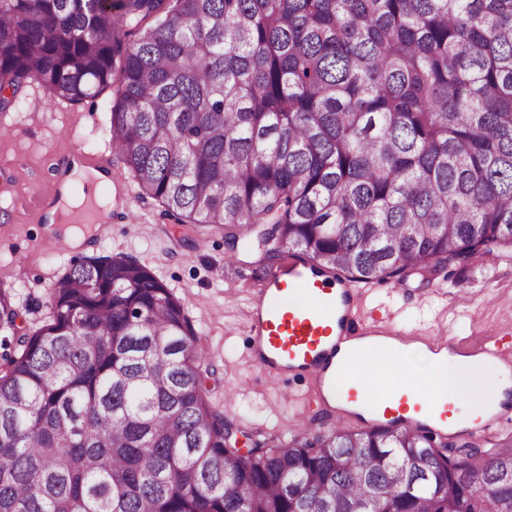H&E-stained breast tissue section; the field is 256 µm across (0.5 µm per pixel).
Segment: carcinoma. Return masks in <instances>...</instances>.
Here are the masks:
<instances>
[{
    "mask_svg": "<svg viewBox=\"0 0 512 512\" xmlns=\"http://www.w3.org/2000/svg\"><path fill=\"white\" fill-rule=\"evenodd\" d=\"M33 81L114 88L140 195L232 252L372 285L512 245V0H0V112ZM16 318L0 282V512H512V435L231 446L183 304L127 256Z\"/></svg>",
    "mask_w": 512,
    "mask_h": 512,
    "instance_id": "carcinoma-1",
    "label": "carcinoma"
}]
</instances>
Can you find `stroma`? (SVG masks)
<instances>
[{
    "label": "stroma",
    "mask_w": 512,
    "mask_h": 512,
    "mask_svg": "<svg viewBox=\"0 0 512 512\" xmlns=\"http://www.w3.org/2000/svg\"><path fill=\"white\" fill-rule=\"evenodd\" d=\"M33 84L0 112V282L11 286L17 324L24 333L49 315L52 286L75 256H129L147 265L182 301L208 350L203 383L212 404L243 448L269 447L287 440L304 404L300 380L282 385L265 376L249 355L247 309L260 265L225 266L224 230L180 229L159 203L140 197L132 176L117 160L112 170L111 222L73 245L62 224L49 223L50 201L60 194L61 169L71 161L91 165L108 155L112 91L79 104L48 109L33 102L47 98ZM131 211L136 223L123 222ZM512 247L494 248L485 261L448 267L431 283L416 276L391 279L368 289L366 317L417 335L433 334L466 348L496 336L512 344ZM295 399L283 398V391Z\"/></svg>",
    "instance_id": "35a3bbf8"
}]
</instances>
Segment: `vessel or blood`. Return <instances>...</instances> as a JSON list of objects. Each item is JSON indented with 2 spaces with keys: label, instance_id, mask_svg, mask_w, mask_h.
Returning <instances> with one entry per match:
<instances>
[{
  "label": "vessel or blood",
  "instance_id": "vessel-or-blood-1",
  "mask_svg": "<svg viewBox=\"0 0 512 512\" xmlns=\"http://www.w3.org/2000/svg\"><path fill=\"white\" fill-rule=\"evenodd\" d=\"M360 294L345 279L332 280L316 273L306 262L289 257L269 271L255 290L249 329L257 367L273 378L300 375L311 393L310 401L331 423H344L334 406L337 386H344L348 404L367 407L376 419L396 421L441 434L456 413L453 402L431 407L409 390L367 399L365 377L339 382L329 373L336 354L354 339L384 336L401 339L400 331L359 316Z\"/></svg>",
  "mask_w": 512,
  "mask_h": 512
}]
</instances>
